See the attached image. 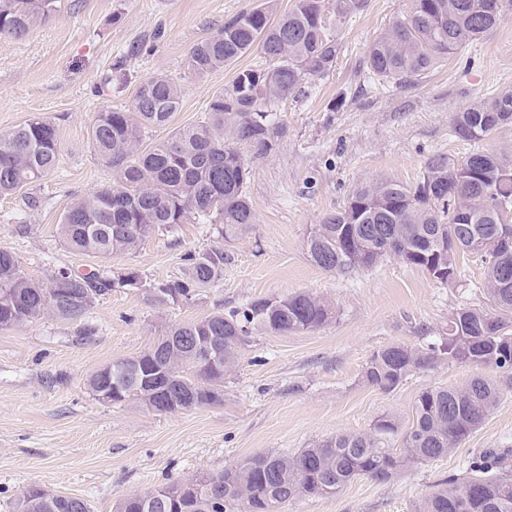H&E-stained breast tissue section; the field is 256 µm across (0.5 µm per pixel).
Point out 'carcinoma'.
I'll return each mask as SVG.
<instances>
[{
  "label": "carcinoma",
  "mask_w": 512,
  "mask_h": 512,
  "mask_svg": "<svg viewBox=\"0 0 512 512\" xmlns=\"http://www.w3.org/2000/svg\"><path fill=\"white\" fill-rule=\"evenodd\" d=\"M366 0H294L276 15L278 0L238 13L214 34L194 43L189 72L204 77L258 49L266 65L239 71L228 89L212 96L201 121L175 128L144 148L145 133L170 125L181 109L184 89L164 74L140 83L131 108L104 110L92 126L98 160L112 172V184L71 201L58 235L69 250L107 261L132 253L151 235L175 237L183 224H212L230 243L246 235L255 212L246 192L249 169L243 150L269 157L287 129L271 105L334 72L347 18ZM60 0H0V43L26 38L55 17ZM512 19V0H410L368 47L365 64L374 79L413 85L448 57ZM512 125V90L481 99L453 114L462 141H482ZM58 129L34 114L0 132V195L41 180L58 163ZM512 226V157L475 151L460 160L429 158L413 185L395 180L363 182L341 209L313 225L306 239L310 260L327 272L346 274L393 256L435 281H456L458 258H481L487 306L464 307L448 317V331L421 348L389 345L367 363L365 382L393 392L415 371L448 362H481L512 377V250L498 248ZM185 277L155 288L165 304L190 301L198 289L219 281L231 255L219 244L183 254ZM138 273L106 267L88 272L56 268L34 280L19 260L0 250V329L20 327L46 315L82 318L97 297L133 288ZM333 306L307 291L250 300L227 312L175 323L144 352L112 363V382L121 396L145 406L155 400L152 370L173 365L177 397L172 410H191L210 401L202 390L221 391L224 375L239 362L252 330L280 335L312 331L332 318ZM213 337L209 363L194 339ZM502 389L478 373L462 386L426 387L416 396L408 420L380 416L361 433H340L294 455L257 454L225 474L196 482L183 498L188 512H276L297 497L335 494L360 476L388 482L402 467L444 458L491 415ZM470 476H450L416 505V512H512V459L486 448L467 461ZM173 480L139 497L120 498L113 512H172ZM12 512H90L79 497L36 489L24 491Z\"/></svg>",
  "instance_id": "cac0c4a2"
}]
</instances>
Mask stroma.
Listing matches in <instances>:
<instances>
[{
  "instance_id": "obj_1",
  "label": "stroma",
  "mask_w": 512,
  "mask_h": 512,
  "mask_svg": "<svg viewBox=\"0 0 512 512\" xmlns=\"http://www.w3.org/2000/svg\"><path fill=\"white\" fill-rule=\"evenodd\" d=\"M254 2L61 0L48 24L0 45V131L35 113L59 127L56 169L0 196V248L12 252L29 277L101 264L66 249L57 236L70 202L112 181L90 140L97 113L130 108L139 84L162 73L184 89L173 126L200 121L215 92L264 59L253 51L197 78L185 66L187 52ZM407 8L408 0H368L343 29L335 72L304 95L273 105L287 134L272 156L249 163L246 190L256 222L228 244L232 260L223 279L198 300L160 306L148 294L181 279L184 251L216 244L210 225L185 224L178 234L153 235L136 252L110 259L112 269L138 271L141 287L98 297L77 321L46 317L0 330V512H10L15 497L31 487L81 497L91 512H112L115 501L133 491L200 479L262 452L291 455L339 433L366 431L383 413L407 417L421 389L460 386L474 375L473 367L442 362L390 393L362 378L379 349L423 346L442 333L453 311L485 306L479 257H461L457 282L442 284L393 258L338 274L306 254L311 226L342 208L357 184H412L430 157H464L471 146L454 137V112L512 89V20L417 86L370 79L368 46ZM137 42L143 54L126 58ZM175 236L180 245H172ZM299 291L331 301L332 318L304 333H252L224 377L221 403L159 414L135 402H101L87 385L95 371L148 349L169 324ZM481 448L512 453V387L448 457L404 468L384 483L361 477L334 495L292 499L278 512H414L435 483L462 473Z\"/></svg>"
}]
</instances>
